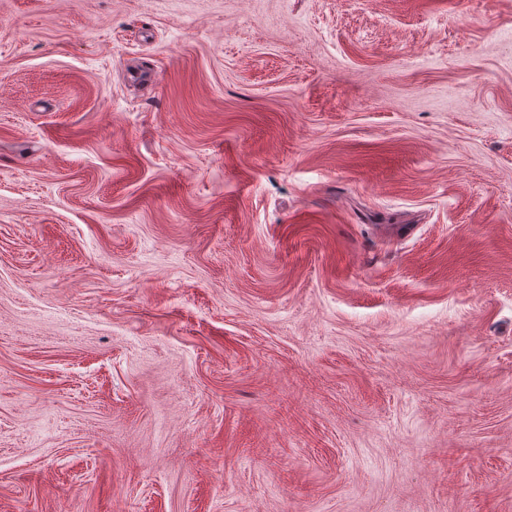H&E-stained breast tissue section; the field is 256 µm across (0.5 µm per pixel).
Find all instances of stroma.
<instances>
[{
  "label": "stroma",
  "instance_id": "35a3bbf8",
  "mask_svg": "<svg viewBox=\"0 0 512 512\" xmlns=\"http://www.w3.org/2000/svg\"><path fill=\"white\" fill-rule=\"evenodd\" d=\"M0 512H512V0H0Z\"/></svg>",
  "mask_w": 512,
  "mask_h": 512
}]
</instances>
